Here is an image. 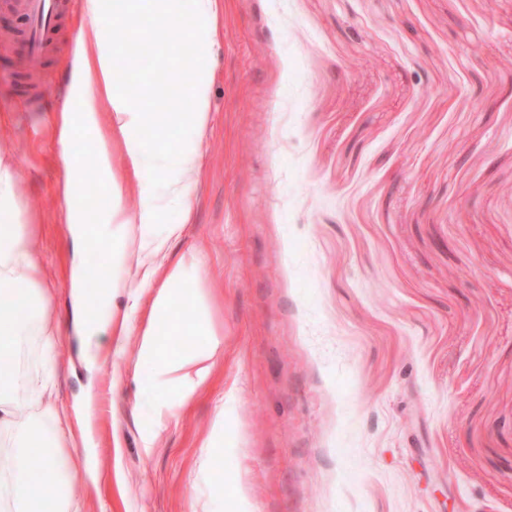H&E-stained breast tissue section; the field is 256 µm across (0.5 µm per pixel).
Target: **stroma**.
Here are the masks:
<instances>
[{"instance_id": "1", "label": "stroma", "mask_w": 512, "mask_h": 512, "mask_svg": "<svg viewBox=\"0 0 512 512\" xmlns=\"http://www.w3.org/2000/svg\"><path fill=\"white\" fill-rule=\"evenodd\" d=\"M191 215L224 353L162 431L137 331L61 347L87 512H512V0H218ZM0 30V155L72 311L56 122L71 49L20 92ZM224 441L207 447L216 413Z\"/></svg>"}]
</instances>
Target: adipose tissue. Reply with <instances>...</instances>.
I'll return each instance as SVG.
<instances>
[{"label":"adipose tissue","instance_id":"obj_1","mask_svg":"<svg viewBox=\"0 0 512 512\" xmlns=\"http://www.w3.org/2000/svg\"><path fill=\"white\" fill-rule=\"evenodd\" d=\"M145 9L169 44L188 37L194 40L195 65H180L171 71L179 96L170 98L164 111H154L148 102L154 87L135 84L118 50L128 40L126 31H102L97 24L101 0H83L87 24L77 42L69 83L77 108L62 111L57 134L66 167L60 190L63 218L77 279L84 284L96 280V269L85 262L83 254L97 244L108 248L121 271L120 277L85 294L74 305V332L89 337L104 331V312L117 291L127 292L133 300L142 292L150 294V320L140 332L137 360L131 367L115 361L112 384L123 385L131 368L164 380L168 395L152 405L158 428L141 437L142 446L152 448L159 427L174 418L208 381L224 349L223 336L210 322L199 258L170 260L164 254L167 240L179 237L182 225H166L160 238L151 234L166 204L188 206L197 185L211 122L212 50L220 32L215 24L216 0H145ZM105 109L112 114V143L124 158L123 177L134 183L139 203L130 214L113 204L101 213L97 224L88 225L84 222L87 184L113 191L119 176L107 148L78 141L77 133L94 128L98 112ZM153 128L175 132L179 146L162 155L147 152L142 136ZM16 186L11 163L0 157V512H37L47 488L56 492L50 512H85L75 485L87 454L82 448H64L69 414L52 395L58 350L67 336L46 321L53 288L28 245ZM185 330L204 337V346L168 353L161 336ZM36 334L43 338L41 374L25 386L16 355L24 338Z\"/></svg>","mask_w":512,"mask_h":512}]
</instances>
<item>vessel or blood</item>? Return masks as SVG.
<instances>
[{
	"mask_svg": "<svg viewBox=\"0 0 512 512\" xmlns=\"http://www.w3.org/2000/svg\"><path fill=\"white\" fill-rule=\"evenodd\" d=\"M74 8L75 0H0V14L21 22L20 53L41 59L58 53L62 23Z\"/></svg>",
	"mask_w": 512,
	"mask_h": 512,
	"instance_id": "b4317fda",
	"label": "vessel or blood"
}]
</instances>
